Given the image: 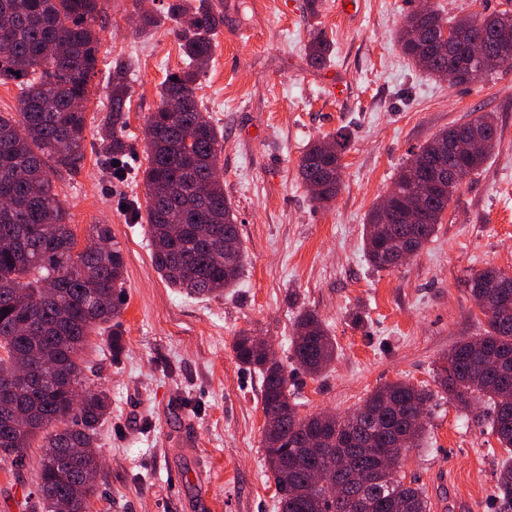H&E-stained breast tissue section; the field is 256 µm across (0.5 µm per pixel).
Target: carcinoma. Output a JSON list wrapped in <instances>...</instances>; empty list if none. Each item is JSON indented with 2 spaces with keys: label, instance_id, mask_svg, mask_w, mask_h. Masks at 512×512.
<instances>
[{
  "label": "carcinoma",
  "instance_id": "cac0c4a2",
  "mask_svg": "<svg viewBox=\"0 0 512 512\" xmlns=\"http://www.w3.org/2000/svg\"><path fill=\"white\" fill-rule=\"evenodd\" d=\"M99 0H0V81L21 90L16 112H0V456L18 464L41 438L40 477L25 502L28 512H52L66 499L70 512H92L97 464L73 448L94 447L109 413L103 390L83 386L81 354L89 336L114 321L124 293V256L112 228L96 224L100 246L84 251L67 224L54 172L81 166L86 111L98 62ZM166 15L184 56V68L167 78L147 120L148 165L142 173L152 264L168 285L187 295L219 297L237 286L243 267L237 217L224 197L216 159L224 134L202 111L197 97L216 47L224 15L210 0H169ZM512 10L452 23L438 9L412 11L399 43L423 70L457 84L512 65ZM473 43L484 55L463 70ZM310 66L326 67L331 43L318 30L305 46ZM129 66H112L111 106L101 127L103 152L117 161L127 151ZM482 133L496 143L491 113L452 126L423 145L399 172L393 206L373 207L363 224L364 252L376 269L397 268L404 250L417 256L434 237L463 179L481 169L488 154L458 153L450 144ZM350 132L340 129L310 143L298 163L304 184L316 183L313 201L328 206L342 189L343 156ZM485 317L483 333L453 345L435 382L465 409L484 401L491 429L512 455V274L486 266L467 281ZM290 359L311 376L336 358V342L312 311L295 322ZM235 359L263 381L266 462L280 493V512H429L424 491L403 481L404 451L419 446L426 430L416 424L435 393L398 381L374 390L346 416H300L288 388V372L267 343L249 332L233 342ZM34 376L27 393H6L16 372ZM320 469L323 483L311 482ZM499 512H512V458L499 470Z\"/></svg>",
  "mask_w": 512,
  "mask_h": 512
}]
</instances>
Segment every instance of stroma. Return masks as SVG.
<instances>
[{"mask_svg":"<svg viewBox=\"0 0 512 512\" xmlns=\"http://www.w3.org/2000/svg\"><path fill=\"white\" fill-rule=\"evenodd\" d=\"M224 15L197 95L224 134L218 166L236 216L244 264L238 285L218 298L190 297L152 264L145 220L146 122L162 83L184 66L169 23L140 37L142 13L167 0H99L94 96L87 107L85 159L57 172L56 190L79 240L94 224L112 227L125 260L118 317L123 351L106 335L83 351L84 383L111 399L95 451L100 468L93 512H280L265 461L261 376L234 357L235 336L264 338L282 363L296 315L316 312L336 340L321 375L294 372L300 414L344 415L377 387L407 381L435 388L448 350L479 335L484 318L466 280L494 265L512 273V65L453 84L416 67L398 43L417 0H211ZM333 43L330 64L311 67L314 30ZM130 63L125 175L100 150L112 64ZM483 112L497 119L485 166L467 177L422 253L376 270L363 252L368 211L432 136ZM345 128L343 184L317 207L298 178L313 140ZM439 396L420 447L400 473L421 486L430 512H496L506 454L482 415ZM41 450L23 464L0 461V512H18L38 484Z\"/></svg>","mask_w":512,"mask_h":512,"instance_id":"obj_1","label":"stroma"}]
</instances>
